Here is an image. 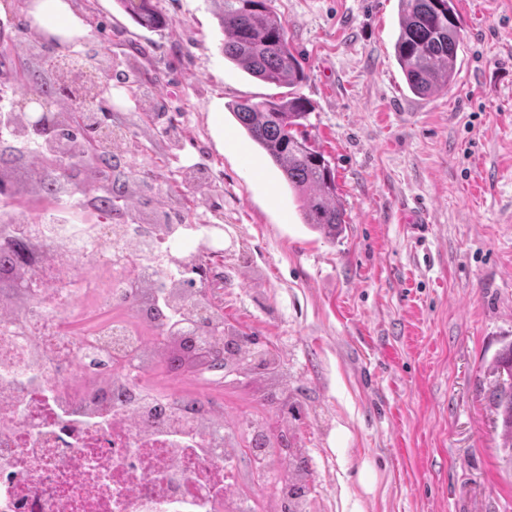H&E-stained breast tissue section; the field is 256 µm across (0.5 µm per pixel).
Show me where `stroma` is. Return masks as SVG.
Masks as SVG:
<instances>
[{"label": "stroma", "instance_id": "obj_1", "mask_svg": "<svg viewBox=\"0 0 512 512\" xmlns=\"http://www.w3.org/2000/svg\"><path fill=\"white\" fill-rule=\"evenodd\" d=\"M70 3L87 29L56 55L96 45L108 66L136 51L157 77L146 97L112 86L117 172L148 174L132 223L223 236L210 279L224 318L278 352L300 416H276L262 384L237 374L159 368L149 388L208 396L231 426L247 415L295 433L307 512H512V453L489 401L512 343V0H455L458 75L429 97L395 58L399 0H272L308 75V131L335 169L345 228L333 241L304 224L233 116L234 102L279 89L225 59L212 0H160L167 23L148 30L116 0ZM33 5L0 0V42L40 70ZM276 479L257 482L239 457L253 512H273Z\"/></svg>", "mask_w": 512, "mask_h": 512}]
</instances>
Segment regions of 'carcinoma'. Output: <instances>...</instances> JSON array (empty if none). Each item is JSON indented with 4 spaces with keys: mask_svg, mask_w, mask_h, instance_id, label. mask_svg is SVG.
<instances>
[{
    "mask_svg": "<svg viewBox=\"0 0 512 512\" xmlns=\"http://www.w3.org/2000/svg\"><path fill=\"white\" fill-rule=\"evenodd\" d=\"M218 6L217 17L224 29V57L250 76L292 92L270 96L260 101H238L232 112L248 137L259 146L281 171L288 190L303 202L305 223L334 239L344 229V211L336 194V175L330 161L310 141L305 131L309 117L305 97L294 88L307 80V74L293 53L288 32L282 19L271 11L270 0H213ZM134 21L146 29L160 27L165 16L158 0H118ZM401 15L395 54L410 91L427 97L450 88L457 76V49L461 23L454 0H400ZM47 63L55 73L48 82L37 70L24 68L14 71L15 89L52 103L58 111L27 123L21 137L32 142L43 140L50 153L66 154L68 164H49L33 179L40 193L53 195L58 186L73 181L75 171L90 164L100 173L112 169L114 157L107 142L112 139V110L99 104L91 110L85 99H98L103 91L97 89L94 76L81 68H66L47 50ZM133 75L120 73L118 82H132L140 87L152 79L140 67L131 63ZM146 174L132 172L124 178H103L94 200L98 211L123 214L132 198V185L144 181ZM29 246L24 241L13 243L7 252L0 251V268L4 261L10 269L25 261ZM200 330L211 336L207 348L206 370L221 375L233 369L241 372L261 370L273 380L274 391L264 401L277 410L288 401L278 388L283 377L281 361L273 349L257 348L256 337L234 326L212 325L209 317L202 319ZM185 336L166 337L157 347V366L168 371L179 370L175 352L184 348ZM498 376L512 374V343L494 361ZM493 407L501 421V447L512 450V386L498 385L493 392ZM288 448V504L307 501L310 493V473L303 460Z\"/></svg>",
    "mask_w": 512,
    "mask_h": 512,
    "instance_id": "carcinoma-1",
    "label": "carcinoma"
}]
</instances>
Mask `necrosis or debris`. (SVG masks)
<instances>
[{
    "label": "necrosis or debris",
    "instance_id": "necrosis-or-debris-1",
    "mask_svg": "<svg viewBox=\"0 0 512 512\" xmlns=\"http://www.w3.org/2000/svg\"><path fill=\"white\" fill-rule=\"evenodd\" d=\"M36 244L23 315L0 309V512H251L225 495L237 462L229 429L187 412L178 397H139L154 370L131 277L153 284L184 334L209 295L185 298L199 252L223 255L206 224H115L89 232L36 213L0 222V247ZM96 276L77 277L76 257ZM114 377L103 388L102 374Z\"/></svg>",
    "mask_w": 512,
    "mask_h": 512
}]
</instances>
